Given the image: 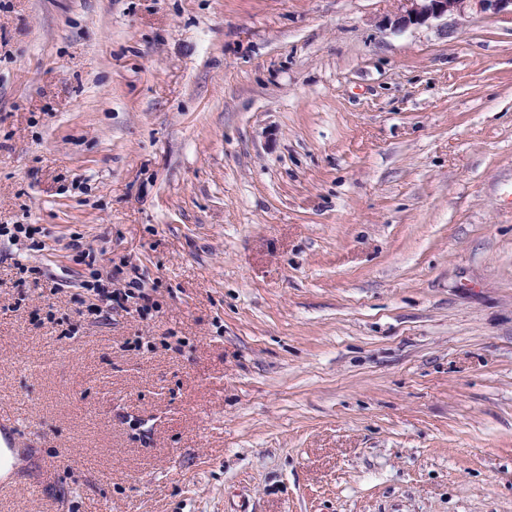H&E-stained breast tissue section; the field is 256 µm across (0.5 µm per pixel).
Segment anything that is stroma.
Here are the masks:
<instances>
[{
  "mask_svg": "<svg viewBox=\"0 0 512 512\" xmlns=\"http://www.w3.org/2000/svg\"><path fill=\"white\" fill-rule=\"evenodd\" d=\"M398 9L0 0V512H512V18ZM129 284L134 285V288H127V290L112 288H91L95 291L98 300L105 305L106 308L112 310L115 306L125 308L124 303L129 298H138L142 301L138 312H148L154 307V302L149 293L145 292V286L141 282L131 281ZM131 289H137V295ZM136 295V296H135ZM35 448H19L16 422L1 415L0 418V480L5 476L4 467L9 468L8 474L17 469L23 462L29 461ZM7 474V475H8Z\"/></svg>",
  "mask_w": 512,
  "mask_h": 512,
  "instance_id": "stroma-1",
  "label": "stroma"
}]
</instances>
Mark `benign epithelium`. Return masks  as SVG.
I'll return each instance as SVG.
<instances>
[{
  "instance_id": "benign-epithelium-1",
  "label": "benign epithelium",
  "mask_w": 512,
  "mask_h": 512,
  "mask_svg": "<svg viewBox=\"0 0 512 512\" xmlns=\"http://www.w3.org/2000/svg\"><path fill=\"white\" fill-rule=\"evenodd\" d=\"M400 7L391 19L396 29L422 26L434 20L492 12L512 16V0H398Z\"/></svg>"
}]
</instances>
